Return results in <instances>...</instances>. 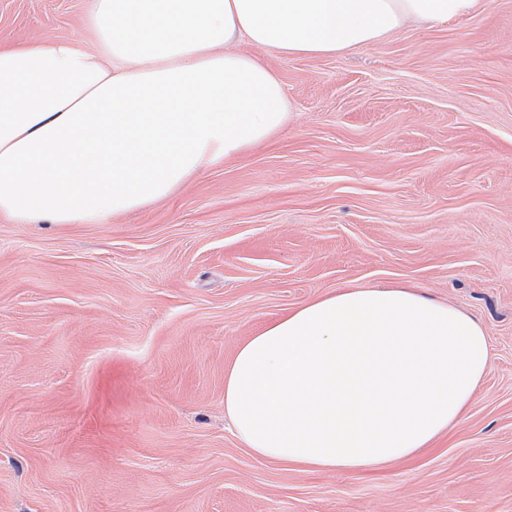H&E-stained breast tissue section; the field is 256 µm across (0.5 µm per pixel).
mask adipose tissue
<instances>
[{
  "mask_svg": "<svg viewBox=\"0 0 512 512\" xmlns=\"http://www.w3.org/2000/svg\"><path fill=\"white\" fill-rule=\"evenodd\" d=\"M487 0H93L99 49L0 47V215L101 224L164 199L290 118L244 41L345 53ZM492 346L469 314L401 287L346 285L265 324L224 373V414L257 459L385 467L461 418Z\"/></svg>",
  "mask_w": 512,
  "mask_h": 512,
  "instance_id": "1",
  "label": "adipose tissue"
}]
</instances>
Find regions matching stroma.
I'll use <instances>...</instances> for the list:
<instances>
[{"instance_id": "stroma-1", "label": "stroma", "mask_w": 512, "mask_h": 512, "mask_svg": "<svg viewBox=\"0 0 512 512\" xmlns=\"http://www.w3.org/2000/svg\"><path fill=\"white\" fill-rule=\"evenodd\" d=\"M91 0H0V45L97 48ZM291 118L103 224L0 217V512H512V0L347 53L264 52ZM345 284L415 287L494 347L464 417L389 467L254 458L247 336Z\"/></svg>"}]
</instances>
